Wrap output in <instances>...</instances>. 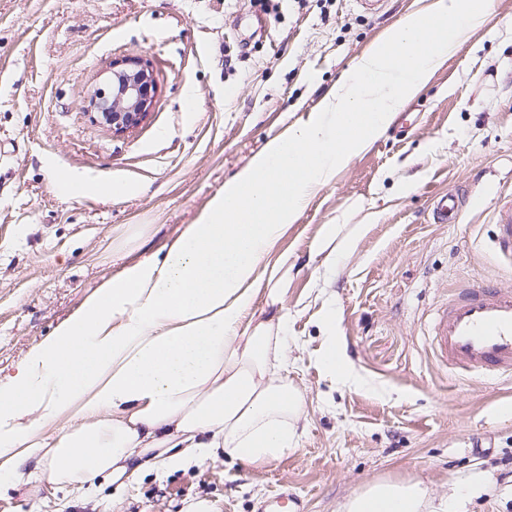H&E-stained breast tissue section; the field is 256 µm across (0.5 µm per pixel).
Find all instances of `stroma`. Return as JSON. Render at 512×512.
Here are the masks:
<instances>
[{
	"label": "stroma",
	"mask_w": 512,
	"mask_h": 512,
	"mask_svg": "<svg viewBox=\"0 0 512 512\" xmlns=\"http://www.w3.org/2000/svg\"><path fill=\"white\" fill-rule=\"evenodd\" d=\"M430 0H0V377L128 262L161 257L225 182L265 144L319 107L383 33ZM147 58L157 92L147 121L113 135L89 99L113 61ZM194 90L187 101L186 90ZM413 135L386 131L308 203L278 241L288 254L289 377L306 396L298 446L254 467L224 457L125 490L102 483L74 503L41 481L0 487V512H259L280 487L302 512H336L381 478L436 494L467 486L461 512H512V379H462L424 333L451 288L487 280L512 290L488 239L499 196H512V0L415 96ZM81 178L75 189L66 178ZM407 178L411 191L398 195ZM122 182V196L105 186ZM468 195L462 221H429L430 197ZM378 213L354 255L325 275L312 242ZM133 249L112 251L117 235ZM358 377L318 361L323 318Z\"/></svg>",
	"instance_id": "stroma-1"
}]
</instances>
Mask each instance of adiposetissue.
I'll return each mask as SVG.
<instances>
[{
    "label": "adipose tissue",
    "instance_id": "ef3b65f1",
    "mask_svg": "<svg viewBox=\"0 0 512 512\" xmlns=\"http://www.w3.org/2000/svg\"><path fill=\"white\" fill-rule=\"evenodd\" d=\"M491 0H433L355 61L319 112L268 142L163 260L105 281L0 379V483L42 480L84 500L217 453L263 466L296 448L305 396L288 378V258H266L288 225L486 21ZM312 243L325 272L366 232ZM264 301L272 313L258 318ZM338 512H448L418 480L372 481Z\"/></svg>",
    "mask_w": 512,
    "mask_h": 512
}]
</instances>
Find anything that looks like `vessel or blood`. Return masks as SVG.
<instances>
[{
    "mask_svg": "<svg viewBox=\"0 0 512 512\" xmlns=\"http://www.w3.org/2000/svg\"><path fill=\"white\" fill-rule=\"evenodd\" d=\"M462 205L458 194L434 196L431 220L459 223ZM494 250L512 267V202L496 212ZM430 348L436 361L462 374L489 378L512 374V290L471 281L449 292L431 319Z\"/></svg>",
    "mask_w": 512,
    "mask_h": 512,
    "instance_id": "b4317fda",
    "label": "vessel or blood"
}]
</instances>
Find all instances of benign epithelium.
Wrapping results in <instances>:
<instances>
[{
	"label": "benign epithelium",
	"mask_w": 512,
	"mask_h": 512,
	"mask_svg": "<svg viewBox=\"0 0 512 512\" xmlns=\"http://www.w3.org/2000/svg\"><path fill=\"white\" fill-rule=\"evenodd\" d=\"M156 91L148 60L141 56L126 57L112 64L103 86L95 91L91 106L97 110L104 102L111 104V111L104 113L103 121L113 134L122 135L146 120Z\"/></svg>",
	"instance_id": "obj_1"
}]
</instances>
